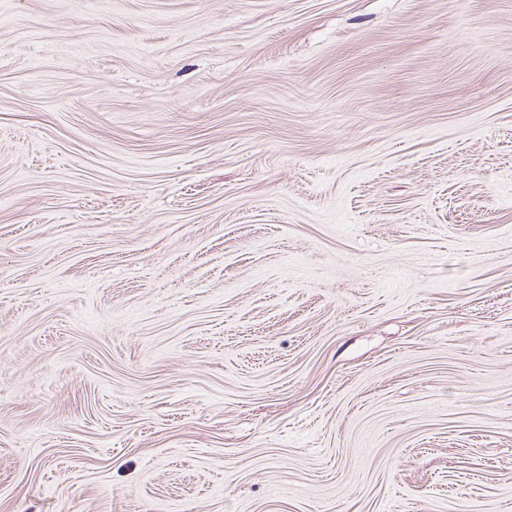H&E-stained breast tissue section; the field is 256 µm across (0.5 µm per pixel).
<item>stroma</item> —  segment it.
Wrapping results in <instances>:
<instances>
[{
	"label": "stroma",
	"instance_id": "obj_1",
	"mask_svg": "<svg viewBox=\"0 0 512 512\" xmlns=\"http://www.w3.org/2000/svg\"><path fill=\"white\" fill-rule=\"evenodd\" d=\"M0 512H512V0H0Z\"/></svg>",
	"mask_w": 512,
	"mask_h": 512
}]
</instances>
